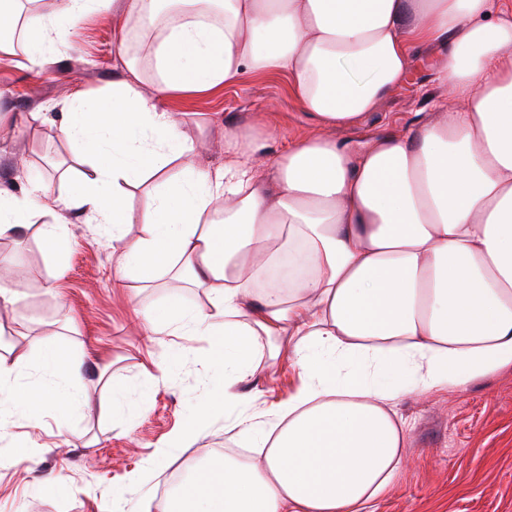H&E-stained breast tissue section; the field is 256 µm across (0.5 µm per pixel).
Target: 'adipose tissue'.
Segmentation results:
<instances>
[{"label":"adipose tissue","mask_w":512,"mask_h":512,"mask_svg":"<svg viewBox=\"0 0 512 512\" xmlns=\"http://www.w3.org/2000/svg\"><path fill=\"white\" fill-rule=\"evenodd\" d=\"M0 0V58L26 23L30 70L46 72L64 19L111 9L110 90H69L57 129L74 165L64 192L33 177L0 185V235L34 223L56 260L66 212L112 227L113 287L161 278L207 289L212 313L169 298L138 311L151 335L216 336L227 429L248 458L208 453L148 512H361L403 460L402 395L512 367V6L504 0ZM461 102L415 129L385 125L358 152L332 137L401 85L413 50ZM287 73L324 127L267 157L264 120L224 128V163L167 107L245 74ZM141 224L128 238L126 224ZM286 358L300 385L256 419L233 389ZM0 354V408L35 419L80 410L83 361L45 345L24 390Z\"/></svg>","instance_id":"ef3b65f1"}]
</instances>
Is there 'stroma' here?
I'll list each match as a JSON object with an SVG mask.
<instances>
[{"mask_svg":"<svg viewBox=\"0 0 512 512\" xmlns=\"http://www.w3.org/2000/svg\"><path fill=\"white\" fill-rule=\"evenodd\" d=\"M114 34L111 11H93L74 22L67 45L54 52L48 74L23 68L21 47L14 60L0 59V89L6 91L0 96V114L17 120L36 108L44 112L43 123L24 128L22 134L0 129V180H12L26 168L54 188L65 184L71 150L56 134V103L73 86L90 91L111 87ZM436 65L434 53H413L404 84L357 130L336 131V138L356 148L385 123L408 128L423 123L442 97ZM168 107L190 136H197L199 124L211 122L202 155L207 165L224 162L225 123L244 122L261 111L275 127L267 153L277 154L320 132L283 73L249 74L202 95H176ZM70 230L61 255L67 275L53 293L45 290L54 263L42 249L39 225L23 229L17 239L0 237V253L12 252L17 242L25 244L11 274L24 296L0 310V321L21 327L20 334L0 338L1 348L28 359L19 384L31 382L45 340L83 355L89 366L84 407L66 427H59L49 404L38 420L15 418L0 430V512H112L116 489L124 493L123 512H140L175 465L198 459L211 448L232 447L224 425L235 411L223 401V373L209 363L210 337H196L192 354L173 363L171 337L148 338L133 328L135 307L174 295L208 311L206 291L174 290L163 280L150 288L131 280L125 290H117L112 286L116 262L111 229L76 222ZM147 369L154 376L149 384L143 376ZM102 371L122 380L125 401L137 408L129 425L113 423L109 395L97 381ZM297 385L287 366L266 360L243 390L255 394L251 410L260 414L287 401ZM397 411L407 424L405 456L369 512H512V368L462 390L404 395ZM191 425L197 428V441L161 455V445ZM30 453L37 465L27 462ZM57 476L61 484L52 485Z\"/></svg>","mask_w":512,"mask_h":512,"instance_id":"1","label":"stroma"}]
</instances>
